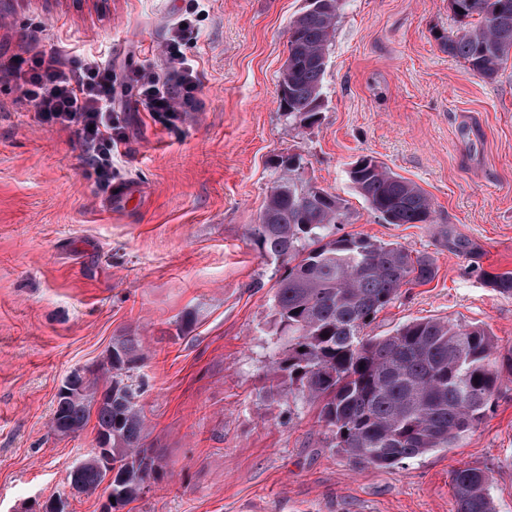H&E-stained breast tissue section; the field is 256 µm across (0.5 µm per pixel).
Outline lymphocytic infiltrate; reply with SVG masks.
I'll return each instance as SVG.
<instances>
[{
  "label": "lymphocytic infiltrate",
  "instance_id": "f902f5d3",
  "mask_svg": "<svg viewBox=\"0 0 512 512\" xmlns=\"http://www.w3.org/2000/svg\"><path fill=\"white\" fill-rule=\"evenodd\" d=\"M203 0H188L180 21L173 23L160 47L163 69L140 67L117 73L96 56L65 57L61 50L15 59L5 72L17 92L16 103L30 105L40 125L76 129L85 148V163L101 189L120 175L115 159L127 142L116 108L117 90L134 92L150 117L173 126L197 111L200 83L195 65L183 48L198 36Z\"/></svg>",
  "mask_w": 512,
  "mask_h": 512
}]
</instances>
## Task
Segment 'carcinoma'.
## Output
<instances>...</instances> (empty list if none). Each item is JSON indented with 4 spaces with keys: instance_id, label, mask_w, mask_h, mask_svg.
Wrapping results in <instances>:
<instances>
[{
    "instance_id": "obj_1",
    "label": "carcinoma",
    "mask_w": 512,
    "mask_h": 512,
    "mask_svg": "<svg viewBox=\"0 0 512 512\" xmlns=\"http://www.w3.org/2000/svg\"><path fill=\"white\" fill-rule=\"evenodd\" d=\"M344 0H323L289 23L288 71L280 73L282 116L298 129L320 120L323 78L336 19ZM462 28L439 34L449 55L472 75L493 79L512 57V0H450ZM281 170L266 195L259 223L248 236L260 256L281 264L272 311L282 343L268 371L288 393L319 406L318 418L333 447L357 468H392L429 452L454 448L491 408L501 367L512 372V349L500 356L497 337L476 324L419 318L386 336L364 329L398 297L400 288L436 275L427 256L398 243L361 234L336 236L347 212L336 195L305 177L299 154L281 155ZM348 177L369 209L387 224H431L425 191L376 158L359 157ZM512 295V272L489 278ZM137 333L112 338L93 369L66 376L69 393L58 399L51 430L76 435L96 417V438L109 455L92 453L71 468L69 493L115 499L112 512L139 500L162 469L147 447L136 371L144 362ZM487 467L459 466L450 485L456 512H496Z\"/></svg>"
}]
</instances>
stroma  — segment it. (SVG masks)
I'll use <instances>...</instances> for the list:
<instances>
[{
    "label": "stroma",
    "instance_id": "35a3bbf8",
    "mask_svg": "<svg viewBox=\"0 0 512 512\" xmlns=\"http://www.w3.org/2000/svg\"><path fill=\"white\" fill-rule=\"evenodd\" d=\"M185 49L198 111L170 130L118 96L128 141L116 166L126 202L84 165L75 131L39 126L0 82V512L64 490L95 448L94 424L50 429L57 390L135 329L148 446L164 468L131 512H455L451 471L489 468L496 512H512V375L459 447L387 469H353L318 408L278 390L267 366L278 262L260 256L258 223L288 152L343 199V234L399 243L433 260L435 278L401 288L367 327L392 333L421 317L477 323L512 348V296L486 274L512 272V61L471 75L435 32L459 23L449 0H345L324 76L321 120L282 117L278 79L288 25L304 0H205ZM183 0H0V62L60 48L124 72L156 49ZM369 155L416 183L430 224H387L347 172ZM195 321L188 332L184 315Z\"/></svg>",
    "mask_w": 512,
    "mask_h": 512
}]
</instances>
